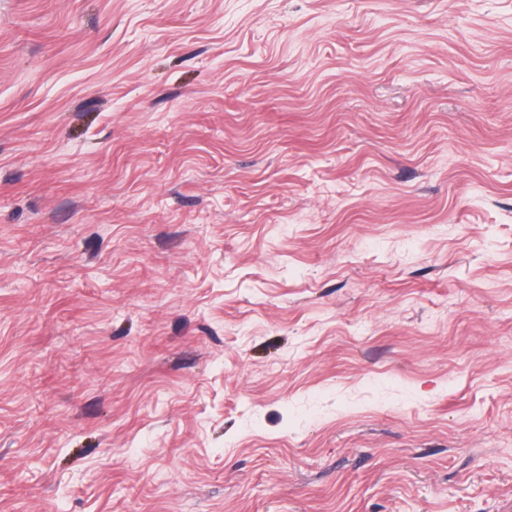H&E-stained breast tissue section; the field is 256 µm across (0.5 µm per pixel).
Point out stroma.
Segmentation results:
<instances>
[{"label": "stroma", "mask_w": 512, "mask_h": 512, "mask_svg": "<svg viewBox=\"0 0 512 512\" xmlns=\"http://www.w3.org/2000/svg\"><path fill=\"white\" fill-rule=\"evenodd\" d=\"M0 512H512V0H0Z\"/></svg>", "instance_id": "1"}]
</instances>
